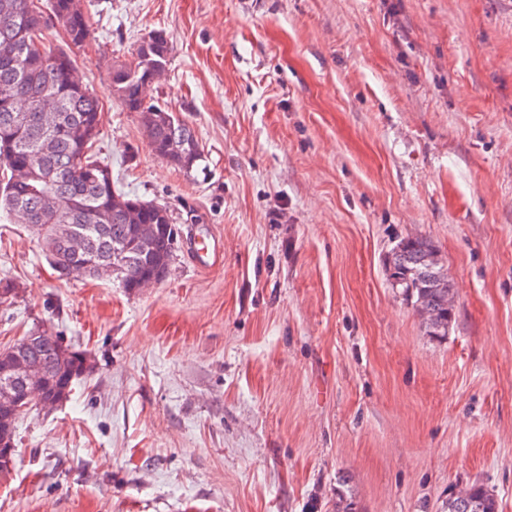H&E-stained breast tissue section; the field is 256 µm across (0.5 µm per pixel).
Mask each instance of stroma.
Here are the masks:
<instances>
[{"label": "stroma", "instance_id": "35a3bbf8", "mask_svg": "<svg viewBox=\"0 0 512 512\" xmlns=\"http://www.w3.org/2000/svg\"><path fill=\"white\" fill-rule=\"evenodd\" d=\"M76 73L117 188L167 208L168 276L61 275L0 209V348L86 352L18 422L0 512H512V0H82ZM173 43L146 95L195 130L158 157L113 66ZM224 240L196 266L192 229ZM431 239L455 288L425 335L384 261ZM448 512H497V501L483 486L466 485L448 498Z\"/></svg>", "mask_w": 512, "mask_h": 512}]
</instances>
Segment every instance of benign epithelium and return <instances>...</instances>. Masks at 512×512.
Listing matches in <instances>:
<instances>
[{
    "mask_svg": "<svg viewBox=\"0 0 512 512\" xmlns=\"http://www.w3.org/2000/svg\"><path fill=\"white\" fill-rule=\"evenodd\" d=\"M67 249L71 259L62 267L64 274L82 275L93 266L75 239L67 238ZM43 338V331H33L20 343L0 353V407L4 413L0 422V465L3 467L11 466L16 451L12 415L33 408L55 407L65 401V395L56 397L49 393L46 359L30 357L40 349Z\"/></svg>",
    "mask_w": 512,
    "mask_h": 512,
    "instance_id": "obj_1",
    "label": "benign epithelium"
}]
</instances>
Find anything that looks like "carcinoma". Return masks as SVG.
Listing matches in <instances>:
<instances>
[{
	"label": "carcinoma",
	"mask_w": 512,
	"mask_h": 512,
	"mask_svg": "<svg viewBox=\"0 0 512 512\" xmlns=\"http://www.w3.org/2000/svg\"><path fill=\"white\" fill-rule=\"evenodd\" d=\"M31 0H0V115L3 101L21 118L0 119V208L17 224H63L67 234L41 243L52 263L64 250L67 235L80 236L97 261L91 277L107 279L115 263L114 250L127 247L122 257L123 287H143L159 271L169 273L177 231L167 209L151 202L137 217L127 212L133 198L112 187L107 165L91 153L100 131V102L79 80L50 63L53 56H71L42 48V12L29 9ZM55 19L64 21L69 43L82 46L90 36L80 0H52ZM138 45L133 60L114 67L112 90L126 110L139 112L156 155L180 169L201 160L193 129L159 104L143 96L146 76L155 80L167 69L171 55L168 35ZM391 285L399 289L421 319L427 336L442 340L454 317L455 292L433 242L406 237L387 259ZM68 375V388L81 379L74 353L60 351L50 366L53 381ZM448 512H497L494 494L481 485H467L448 498Z\"/></svg>",
	"instance_id": "cac0c4a2"
}]
</instances>
